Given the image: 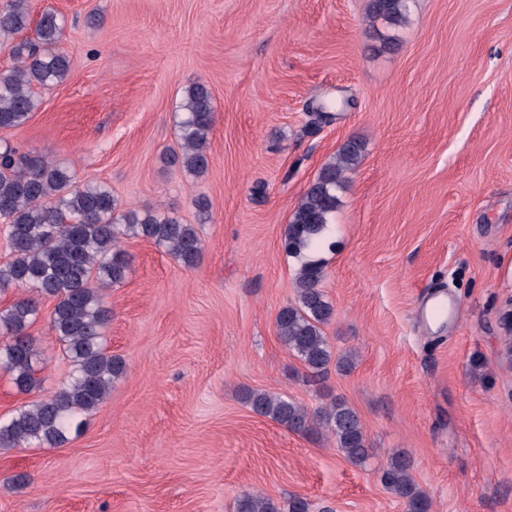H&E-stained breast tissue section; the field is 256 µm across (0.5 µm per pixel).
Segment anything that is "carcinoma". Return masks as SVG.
Masks as SVG:
<instances>
[{
  "instance_id": "carcinoma-1",
  "label": "carcinoma",
  "mask_w": 512,
  "mask_h": 512,
  "mask_svg": "<svg viewBox=\"0 0 512 512\" xmlns=\"http://www.w3.org/2000/svg\"><path fill=\"white\" fill-rule=\"evenodd\" d=\"M370 12L399 27L407 20V0H371ZM30 13V0H0V45L10 46L16 61L12 70L0 76V129L25 125L39 105L35 88L59 85L71 69L62 48L66 22L54 10L41 14L35 40L14 42L29 25ZM179 111L181 153L174 160L199 177L208 168L214 122L209 88L201 82L186 87ZM360 159L361 146L348 141L322 166L287 224L286 254L299 256L323 244L339 204L337 191ZM0 219L11 254L8 262L0 264V294L22 288L52 299L48 328L73 366L69 378L53 392L0 421V449L59 448L72 434L80 433L125 372L123 359L108 355L103 346L111 310L102 291L123 283L129 269L122 240H149L187 268L198 264L202 240L196 225L166 212L123 209L108 185L82 182L71 165L43 155L21 154L8 141L0 144ZM322 279L320 262H303L295 299L279 311L276 320L281 342L317 376L327 373L333 361L341 371L354 365L351 353L333 359L324 336L323 327L331 321L334 308L320 288ZM39 312L32 297L18 298L0 309V371L8 373L22 393L37 384L35 364L41 351L28 328ZM244 400L256 414L293 432L324 430L351 463L362 465L368 458L360 417L343 402L310 413L269 391H248ZM411 467L407 453L392 454L382 469L381 483L406 502L407 512H430V499L412 479ZM310 508L301 496L292 495L277 504L262 494L245 492L236 499L234 512H310Z\"/></svg>"
}]
</instances>
